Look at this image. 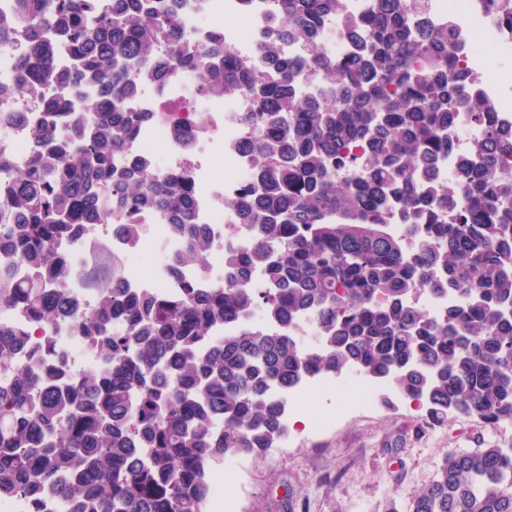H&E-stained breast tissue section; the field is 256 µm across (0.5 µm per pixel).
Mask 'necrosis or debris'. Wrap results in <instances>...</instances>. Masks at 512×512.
<instances>
[{"instance_id":"necrosis-or-debris-1","label":"necrosis or debris","mask_w":512,"mask_h":512,"mask_svg":"<svg viewBox=\"0 0 512 512\" xmlns=\"http://www.w3.org/2000/svg\"><path fill=\"white\" fill-rule=\"evenodd\" d=\"M413 22L435 28L453 27L464 65L473 80L472 94L489 99L498 124L512 123V26L499 23L491 15L487 0H418L412 13ZM190 42L206 43L212 28L224 30V44L238 56L256 55L272 29L270 0H255L253 8L240 13L238 0H203L201 6L186 12ZM192 106L205 121V128L193 140L175 134L171 124L154 121L145 125L132 143L128 157H148L157 173L167 174L191 168L196 187L195 219L206 226L211 238L204 266L184 265L173 269L172 263L186 242L157 213L139 214L142 226L139 241L128 245L114 238L107 224L86 225L81 235L66 243V253L86 256L108 244L117 259L119 274L126 287L160 298L178 294L182 283L193 282L201 288H213L224 281L226 249H246L249 239L242 225L233 223L224 207L227 196L244 191L251 185V157L243 149L251 130L241 120L249 103L246 97L214 98L198 90L195 73L178 72L164 83H145L136 107L142 112H179ZM482 136V129L469 120H461L452 133L453 148L443 154L438 176L441 182L454 180L459 157L470 151ZM223 162V174H216V162ZM32 343L51 342L55 354L64 358L70 371L90 370L101 363L96 350L80 336L72 335L64 324H47L31 336ZM336 378L319 376L307 380L288 393L286 420L300 419L308 433L322 432L349 413L353 406L372 405L381 392H391L388 383L365 378L357 380V400L337 403L334 411L323 413L308 408L305 397L330 394Z\"/></svg>"}]
</instances>
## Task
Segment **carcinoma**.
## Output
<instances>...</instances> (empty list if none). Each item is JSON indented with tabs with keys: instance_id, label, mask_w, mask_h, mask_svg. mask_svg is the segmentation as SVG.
Returning a JSON list of instances; mask_svg holds the SVG:
<instances>
[{
	"instance_id": "1",
	"label": "carcinoma",
	"mask_w": 512,
	"mask_h": 512,
	"mask_svg": "<svg viewBox=\"0 0 512 512\" xmlns=\"http://www.w3.org/2000/svg\"><path fill=\"white\" fill-rule=\"evenodd\" d=\"M274 2L256 58L232 55L217 27L190 44L183 0H12L0 16V51L17 70L14 85H0V115L16 97L40 113L28 163L0 166V262L28 268L22 279L0 275V311L21 307L33 325L66 313L103 360L78 374L46 369L52 349L0 328L10 375L0 385V491L38 504L48 488L67 512H201L213 466L288 434L273 392L318 375L387 380L430 424L512 420V176L497 170L512 134L469 92L448 30L414 32L410 0H373L362 24L344 18L347 62L321 44L339 0ZM288 40L295 57L279 47ZM173 71L196 73L209 95L246 96L244 121L257 131L253 183L227 201L250 246L224 253L222 287L189 283L161 301L112 287V248L73 265L61 247L115 213L134 243L149 208L186 239L181 261H205L190 172L119 163L148 122L188 137L200 127L190 109L133 110L143 82ZM306 71L317 83L308 95ZM463 114L483 138L443 185L435 164ZM396 214L404 234L393 231ZM76 276L95 294L86 312L68 295ZM419 291L454 295L445 321L413 300ZM256 310L274 330L249 324ZM303 314L313 346L299 335ZM229 322L238 331L214 335ZM407 512H512V448L445 453Z\"/></svg>"
}]
</instances>
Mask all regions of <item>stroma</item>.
Returning <instances> with one entry per match:
<instances>
[{
	"label": "stroma",
	"mask_w": 512,
	"mask_h": 512,
	"mask_svg": "<svg viewBox=\"0 0 512 512\" xmlns=\"http://www.w3.org/2000/svg\"><path fill=\"white\" fill-rule=\"evenodd\" d=\"M488 443L511 447L512 433L460 418L430 425L407 402H377L283 453L229 459L209 477L223 481L240 512H383L392 500L402 510L447 450Z\"/></svg>",
	"instance_id": "obj_1"
}]
</instances>
